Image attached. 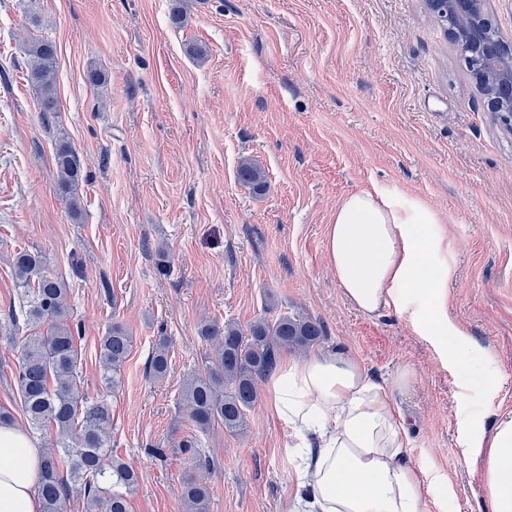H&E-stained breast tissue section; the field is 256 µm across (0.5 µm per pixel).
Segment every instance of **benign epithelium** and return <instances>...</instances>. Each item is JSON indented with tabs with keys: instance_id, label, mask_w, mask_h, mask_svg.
<instances>
[{
	"instance_id": "1",
	"label": "benign epithelium",
	"mask_w": 512,
	"mask_h": 512,
	"mask_svg": "<svg viewBox=\"0 0 512 512\" xmlns=\"http://www.w3.org/2000/svg\"><path fill=\"white\" fill-rule=\"evenodd\" d=\"M448 13L453 16L454 28L449 35L455 43L468 46L465 63L476 59L472 76L480 86L490 111L502 122H512V56L494 49L497 33L484 10V0H448Z\"/></svg>"
}]
</instances>
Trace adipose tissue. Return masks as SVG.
I'll return each mask as SVG.
<instances>
[{"label":"adipose tissue","instance_id":"1","mask_svg":"<svg viewBox=\"0 0 512 512\" xmlns=\"http://www.w3.org/2000/svg\"><path fill=\"white\" fill-rule=\"evenodd\" d=\"M439 221L424 202L403 193H352L327 227V257L360 312L414 304L422 330L451 337L449 357L465 360L464 333L449 326L445 313L447 274L436 268L448 247L435 229ZM393 390L370 379L343 349L279 361L268 379V408L303 450L297 499L312 512H429ZM463 454L482 460V489L492 512H512V416L492 420ZM41 458L25 432L0 425V512H41L35 490Z\"/></svg>","mask_w":512,"mask_h":512}]
</instances>
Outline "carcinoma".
<instances>
[{"instance_id":"1","label":"carcinoma","mask_w":512,"mask_h":512,"mask_svg":"<svg viewBox=\"0 0 512 512\" xmlns=\"http://www.w3.org/2000/svg\"><path fill=\"white\" fill-rule=\"evenodd\" d=\"M30 80L39 105V119L50 128L58 118L56 96V47L46 39L28 42ZM56 190L77 211L76 192L82 181L83 166L71 143L61 138L55 147ZM240 181L255 192L267 188L265 173L252 163L243 162ZM18 286L26 298L28 321L46 325L38 336H24L18 387L22 411L34 429L47 424L57 429V450L43 455L38 482L42 512H61L71 494L85 500V512H128V497L139 485L138 471L127 463L112 461L105 473L101 457L110 447L104 425L110 420L107 407L82 396L79 381V328L66 317L65 282L47 274L41 255L22 250L13 258ZM201 338L216 339L219 350L204 357V370L186 380L181 404L197 431L207 432L217 422L230 433L246 427V412L257 402V380L270 375L282 349L306 351L327 338L319 320L283 313L270 321L260 317L248 332L227 322L199 328ZM131 347V336L114 324L99 346L105 375L112 376V387L121 379V369ZM169 368V342L160 336L149 360V373L163 378ZM69 476H64V473ZM209 490L193 476L183 479L182 500L186 512H206Z\"/></svg>"}]
</instances>
